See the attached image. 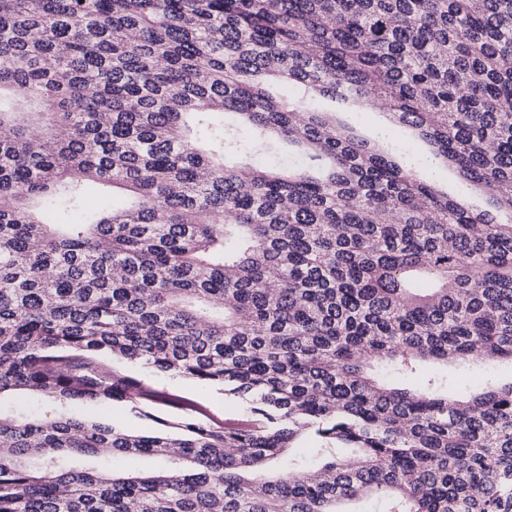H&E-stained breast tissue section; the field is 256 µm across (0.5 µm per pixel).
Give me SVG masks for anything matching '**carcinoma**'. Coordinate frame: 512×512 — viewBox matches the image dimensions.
Returning <instances> with one entry per match:
<instances>
[{
  "label": "carcinoma",
  "mask_w": 512,
  "mask_h": 512,
  "mask_svg": "<svg viewBox=\"0 0 512 512\" xmlns=\"http://www.w3.org/2000/svg\"><path fill=\"white\" fill-rule=\"evenodd\" d=\"M473 360L512 362V0H0V399L45 401L0 411V512H512V382L423 372ZM321 105L325 110L336 112L337 122L360 138L375 141L386 150H396L408 162L414 160L419 174L432 181L438 189L449 195L459 190L456 170L434 160L429 145L412 130L392 125L386 112L378 106H343L329 99L322 100ZM126 369L159 388L194 401L206 411L210 419L224 421L226 418H237L245 409L241 401L224 397L223 390L201 387L192 380L173 377L144 364H128ZM110 417L112 422L122 425L123 427L138 433L154 432L159 428V425L150 420L139 419L131 416L127 413V411H125L124 408L119 406L112 408Z\"/></svg>",
  "instance_id": "carcinoma-1"
}]
</instances>
